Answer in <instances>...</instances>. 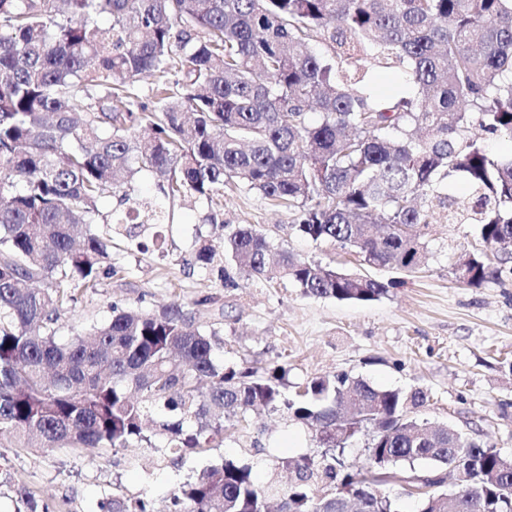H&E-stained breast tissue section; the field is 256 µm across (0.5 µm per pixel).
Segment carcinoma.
<instances>
[{
    "mask_svg": "<svg viewBox=\"0 0 512 512\" xmlns=\"http://www.w3.org/2000/svg\"><path fill=\"white\" fill-rule=\"evenodd\" d=\"M111 20L105 24L104 20ZM396 64L409 90L381 98L368 65ZM154 76L153 106L134 82ZM317 112L320 119L309 121ZM512 0H0V436L15 448L162 449L172 463L263 407L316 431L318 456L282 458L258 484L224 460L172 495L169 512H396L379 486L393 467L430 465L418 512H512V458L411 415L423 391L340 373L284 391L281 366L217 360L221 327L174 301L112 306V320L57 336L78 293L116 274L112 236L90 232L99 199L142 168L168 198L213 200L234 180L288 210L293 231L363 264L411 273L429 212L512 246ZM462 179L468 195L445 192ZM165 221L131 205L117 227ZM224 287L292 283L309 296L369 302L390 283L286 250L251 224L224 232ZM467 254L454 274L501 276ZM365 433L361 472L336 452ZM465 469L450 502L432 477ZM100 512H154L118 494ZM15 512H37L16 489Z\"/></svg>",
    "mask_w": 512,
    "mask_h": 512,
    "instance_id": "obj_1",
    "label": "carcinoma"
}]
</instances>
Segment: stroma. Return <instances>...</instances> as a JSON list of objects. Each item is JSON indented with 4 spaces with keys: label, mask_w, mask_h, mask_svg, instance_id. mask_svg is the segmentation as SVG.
Segmentation results:
<instances>
[{
    "label": "stroma",
    "mask_w": 512,
    "mask_h": 512,
    "mask_svg": "<svg viewBox=\"0 0 512 512\" xmlns=\"http://www.w3.org/2000/svg\"><path fill=\"white\" fill-rule=\"evenodd\" d=\"M134 199L169 214L159 229L142 230L148 249L125 236L113 239L115 275L80 294L62 318L61 338L112 318L113 306L154 311L172 301L194 309L200 323H224V362L283 366L286 390L308 378L346 372L374 385L425 391L416 417L449 426L512 457V275L481 287L457 283L462 254L482 242L469 224L432 212L426 260L411 276L380 271L388 293L366 303L305 295L294 285L252 283L225 287L217 271L195 260L200 240L224 252L223 224H252L300 257L359 270L358 257L328 242L294 233L286 212L257 193L229 182L214 201L165 198L150 172L137 175ZM314 431L272 412L256 415L247 430L182 463L148 464L150 448L0 447V512H13L14 486L25 485L50 512H98L103 496L148 495L165 512L173 492L209 465L234 459L266 481L275 458L317 454Z\"/></svg>",
    "instance_id": "1"
}]
</instances>
